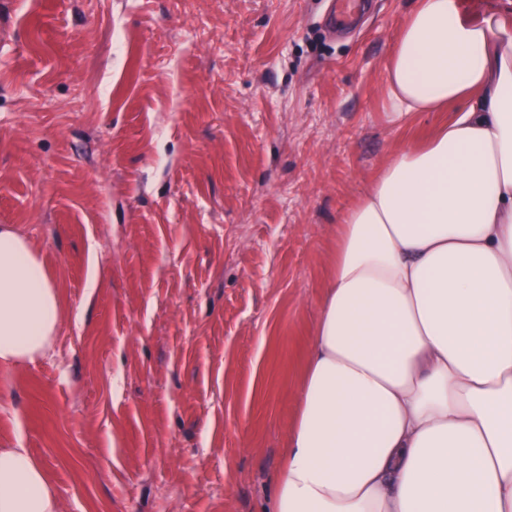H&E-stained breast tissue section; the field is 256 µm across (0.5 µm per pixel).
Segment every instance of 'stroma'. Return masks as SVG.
I'll return each mask as SVG.
<instances>
[{"instance_id": "1", "label": "stroma", "mask_w": 512, "mask_h": 512, "mask_svg": "<svg viewBox=\"0 0 512 512\" xmlns=\"http://www.w3.org/2000/svg\"><path fill=\"white\" fill-rule=\"evenodd\" d=\"M0 0V224L57 281L0 446L62 512H267L338 219L404 143L413 0Z\"/></svg>"}]
</instances>
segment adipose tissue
I'll return each instance as SVG.
<instances>
[{"instance_id":"obj_1","label":"adipose tissue","mask_w":512,"mask_h":512,"mask_svg":"<svg viewBox=\"0 0 512 512\" xmlns=\"http://www.w3.org/2000/svg\"><path fill=\"white\" fill-rule=\"evenodd\" d=\"M389 117L452 109L340 218L270 512H512V10L416 0ZM59 288L0 225V366L53 349ZM0 512H60L0 448Z\"/></svg>"}]
</instances>
